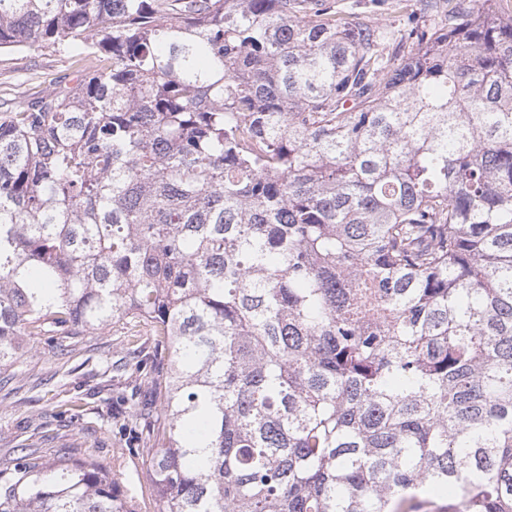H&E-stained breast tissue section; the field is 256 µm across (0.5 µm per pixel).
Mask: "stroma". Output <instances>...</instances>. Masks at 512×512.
I'll return each mask as SVG.
<instances>
[{"label": "stroma", "mask_w": 512, "mask_h": 512, "mask_svg": "<svg viewBox=\"0 0 512 512\" xmlns=\"http://www.w3.org/2000/svg\"><path fill=\"white\" fill-rule=\"evenodd\" d=\"M336 5L357 21L398 28L405 19L395 0H336ZM77 69L74 58L37 48L1 51L0 97L43 95L53 82L71 80ZM130 330L125 323L85 334L72 339L63 355L49 353L43 338L25 339L18 362L0 368V455L32 451L45 461L64 454L93 456L110 468L120 489L130 490L135 512H155L150 486L131 480V465L121 456L126 441L121 425L131 405L114 403L109 383L115 363L127 354ZM76 395L85 399V412L63 411Z\"/></svg>", "instance_id": "stroma-1"}]
</instances>
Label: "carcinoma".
<instances>
[{
    "instance_id": "carcinoma-1",
    "label": "carcinoma",
    "mask_w": 512,
    "mask_h": 512,
    "mask_svg": "<svg viewBox=\"0 0 512 512\" xmlns=\"http://www.w3.org/2000/svg\"><path fill=\"white\" fill-rule=\"evenodd\" d=\"M0 0L90 60L0 113V367L131 321L157 512H512V15ZM0 459V512H133ZM336 6L350 15L356 21L375 22L382 26L393 28L401 27L404 23L406 12L415 9V1L409 2L411 6L408 11L401 12L395 7L398 0H335ZM414 4V5H413Z\"/></svg>"
}]
</instances>
